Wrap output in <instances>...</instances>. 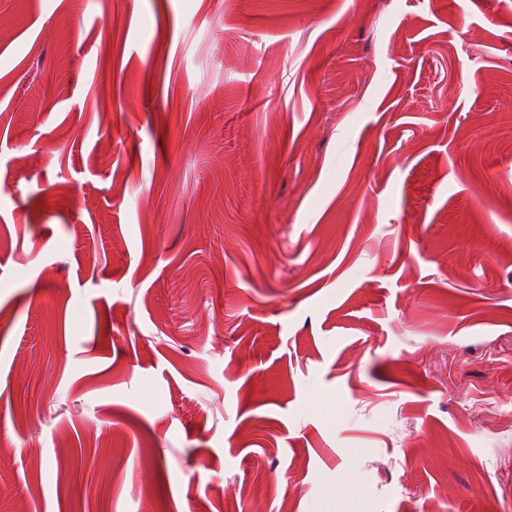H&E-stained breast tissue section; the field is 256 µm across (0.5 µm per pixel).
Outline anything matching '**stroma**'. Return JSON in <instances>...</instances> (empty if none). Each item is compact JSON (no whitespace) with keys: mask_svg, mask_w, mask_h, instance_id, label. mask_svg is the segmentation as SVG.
Listing matches in <instances>:
<instances>
[{"mask_svg":"<svg viewBox=\"0 0 512 512\" xmlns=\"http://www.w3.org/2000/svg\"><path fill=\"white\" fill-rule=\"evenodd\" d=\"M0 512H512V0H0Z\"/></svg>","mask_w":512,"mask_h":512,"instance_id":"35a3bbf8","label":"stroma"}]
</instances>
